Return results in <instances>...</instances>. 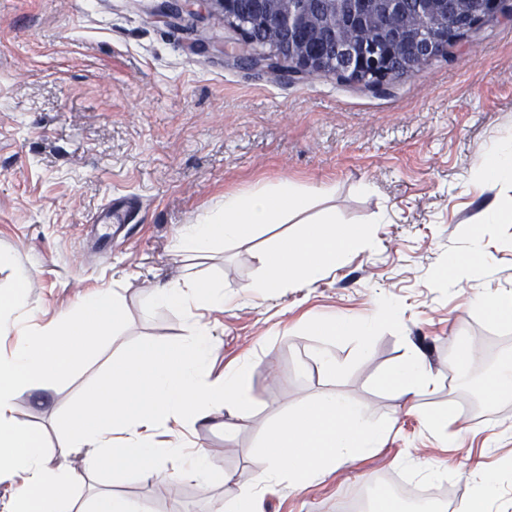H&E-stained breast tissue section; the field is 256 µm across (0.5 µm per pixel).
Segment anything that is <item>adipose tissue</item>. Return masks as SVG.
<instances>
[{
    "label": "adipose tissue",
    "mask_w": 512,
    "mask_h": 512,
    "mask_svg": "<svg viewBox=\"0 0 512 512\" xmlns=\"http://www.w3.org/2000/svg\"><path fill=\"white\" fill-rule=\"evenodd\" d=\"M478 184L512 182V140L483 152L475 167ZM328 187L306 188L282 180L259 184L225 195L209 210L183 225L174 239L179 253H199L228 243L254 239L270 227L287 223L314 196ZM365 231L337 224L335 216L307 226L299 234L273 237L257 254L261 273L247 283L248 293L270 296L284 288L313 285L334 270L342 255L362 245ZM155 307L220 311L222 284L203 278L174 281L150 290ZM25 308L23 291L9 302L0 301V339L13 340L9 357H0V477L15 479L13 495L0 503V512H150L147 501L101 492L76 504L72 491L79 478L55 465L40 443L13 421V402L21 390L37 387L50 373L63 372L94 356L121 317L110 290L95 291L89 300L55 322L39 329L20 326ZM394 309L379 305L365 321L344 317L316 320L322 336H371L379 321ZM214 345L210 328L194 319L189 336L177 345L143 341L127 347L96 388L80 396L62 420L66 438L61 454L84 451L90 470L134 471L164 483L191 477L231 490L225 512H256L262 490L271 483L309 484L324 472L379 447L384 430L357 403L324 396L301 410L271 421L262 441V463L252 478L213 468L205 450H185L184 425L223 412L224 427L233 439L237 426L250 418L251 397L245 387V368L212 377L209 364ZM391 380L402 395L423 393L435 376L420 353L409 352L392 370ZM166 440H156V428ZM185 457V466L171 467Z\"/></svg>",
    "instance_id": "obj_1"
}]
</instances>
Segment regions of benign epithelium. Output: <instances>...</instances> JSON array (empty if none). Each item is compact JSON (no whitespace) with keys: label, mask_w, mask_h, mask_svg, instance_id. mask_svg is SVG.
<instances>
[{"label":"benign epithelium","mask_w":512,"mask_h":512,"mask_svg":"<svg viewBox=\"0 0 512 512\" xmlns=\"http://www.w3.org/2000/svg\"><path fill=\"white\" fill-rule=\"evenodd\" d=\"M457 0H162L159 15L234 26L251 65L283 78L333 74L370 88L413 72L448 50L459 33L477 31L507 11L506 0H478L468 24L454 21ZM268 28L253 39V28Z\"/></svg>","instance_id":"1"}]
</instances>
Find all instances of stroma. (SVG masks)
Listing matches in <instances>:
<instances>
[{"label": "stroma", "instance_id": "35a3bbf8", "mask_svg": "<svg viewBox=\"0 0 512 512\" xmlns=\"http://www.w3.org/2000/svg\"><path fill=\"white\" fill-rule=\"evenodd\" d=\"M156 0H0V293L17 269L30 273L25 310L42 327L90 292L114 291L120 336L38 390L17 394L14 421L57 465L80 475L85 501L109 490L147 500L153 512H214L222 487L184 478L92 472L83 453L62 456L59 418L127 345L175 344L188 333L183 309L154 308L148 289L183 277L223 282V311L206 313L214 374L251 364V418L234 439L224 415L186 430L215 469L250 474L265 424L324 395L349 398L386 429L381 447L316 481L265 489L260 512H336L362 483L431 488L436 465L447 485L439 512L471 493L474 470L499 477L498 506L512 502V396L487 388L512 361V319L478 297L512 292V223L480 226L482 259L469 260L484 208L512 200V184L482 186L475 161L512 134V19L484 24L450 53L379 89L331 74L293 80L249 68L250 48L223 20L201 30L165 20ZM288 179L332 187L305 220L325 210L367 241L346 252L317 284L252 296L261 240L229 244L208 258L179 257L181 225L224 194ZM370 191H363V184ZM113 199L125 221L103 237L93 216ZM388 222H381V215ZM466 258L449 271V255ZM395 306L366 344L335 340L342 371H322L313 322L360 321L377 302ZM475 362L448 367L457 348ZM426 358L435 385L413 399L389 382L410 350ZM449 419L431 426L430 417Z\"/></svg>", "mask_w": 512, "mask_h": 512}]
</instances>
